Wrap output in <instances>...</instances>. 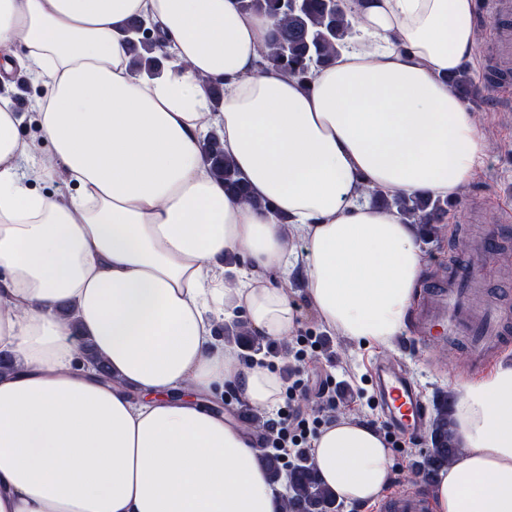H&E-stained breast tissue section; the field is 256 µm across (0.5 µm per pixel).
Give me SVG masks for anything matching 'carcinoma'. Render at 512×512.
<instances>
[{
	"instance_id": "carcinoma-1",
	"label": "carcinoma",
	"mask_w": 512,
	"mask_h": 512,
	"mask_svg": "<svg viewBox=\"0 0 512 512\" xmlns=\"http://www.w3.org/2000/svg\"><path fill=\"white\" fill-rule=\"evenodd\" d=\"M241 4L246 11L268 15L276 24V36L260 50L258 66L275 67L291 76L302 78L310 67L335 58L338 47L352 29L351 22L334 0H300L294 6L287 0H241ZM140 25L141 20L135 19L128 26L131 62L138 71L155 77L164 67L163 57L157 55L158 35L140 31ZM448 85L459 96L471 97L473 81L469 69L465 67L449 77ZM202 150L212 175L224 182L227 194L235 199L251 200L244 178L233 161L224 155L217 131L209 132ZM369 197L375 204L396 209L406 222L414 224L432 223L446 206V202L429 196L402 193L388 196L378 190L369 191ZM224 340L246 351L261 350L254 332L242 319L224 326ZM453 404L446 393L436 398L430 448L417 466V472L430 482L461 454L460 444L451 429ZM263 461L270 480L285 485V512H339L336 496L325 487L310 458L302 456L287 467L276 454L267 453Z\"/></svg>"
}]
</instances>
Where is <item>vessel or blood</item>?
<instances>
[{"instance_id":"1","label":"vessel or blood","mask_w":512,"mask_h":512,"mask_svg":"<svg viewBox=\"0 0 512 512\" xmlns=\"http://www.w3.org/2000/svg\"><path fill=\"white\" fill-rule=\"evenodd\" d=\"M483 56L487 70L512 71V34L502 33L489 42ZM481 271L479 259L469 255L455 261L447 274L427 280L429 299L420 309L413 331L419 343L460 342L473 370L512 334V321L503 316L498 299L479 296L476 291ZM373 380L382 410L394 428L407 435L422 433L427 404L406 370L380 362Z\"/></svg>"}]
</instances>
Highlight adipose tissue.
Instances as JSON below:
<instances>
[{
	"label": "adipose tissue",
	"mask_w": 512,
	"mask_h": 512,
	"mask_svg": "<svg viewBox=\"0 0 512 512\" xmlns=\"http://www.w3.org/2000/svg\"><path fill=\"white\" fill-rule=\"evenodd\" d=\"M341 7L351 34L301 83L257 66L275 26L238 0H0V71L47 88L27 140L0 96V351L13 360L0 373V512H283L256 438L200 397L229 385L272 411L286 384L224 349L215 320L293 336L300 262L328 328L390 345L424 255L369 189L453 198L485 159L444 80L475 51V0ZM134 16L160 29L158 77L130 62ZM212 129L271 208L212 177ZM62 175L70 198L37 191ZM227 253L243 264L233 278ZM458 393L462 451L433 512H512V360ZM311 458L350 504H374L391 481L383 438L349 418Z\"/></svg>",
	"instance_id": "adipose-tissue-1"
}]
</instances>
